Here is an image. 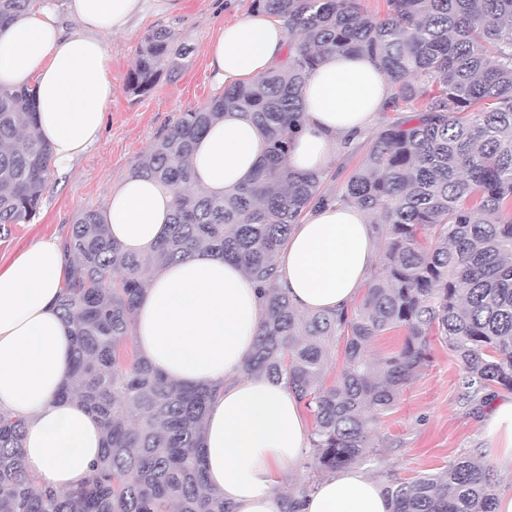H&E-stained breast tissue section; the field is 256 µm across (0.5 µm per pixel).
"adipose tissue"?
Wrapping results in <instances>:
<instances>
[{"instance_id":"adipose-tissue-1","label":"adipose tissue","mask_w":512,"mask_h":512,"mask_svg":"<svg viewBox=\"0 0 512 512\" xmlns=\"http://www.w3.org/2000/svg\"><path fill=\"white\" fill-rule=\"evenodd\" d=\"M148 6L149 0H68L61 14L51 0H35L0 28V86L35 87L38 131L53 148L58 172H68L104 128L112 74L100 32L125 29ZM287 43L285 23L268 14L224 24L207 47L216 86L267 72ZM390 93L372 57L326 56L302 87L304 130L291 146L290 167H326L372 127ZM265 147L252 122L227 115L198 142L194 179L218 194L247 183ZM172 209L170 191L132 176L112 194L105 222L124 251L143 255L166 234ZM376 251L374 228L360 208L316 206L279 254L278 286L300 311H339L357 299ZM65 263L60 246L40 242L0 272V410L25 418V467L39 485L54 489L86 478L102 444L97 417L59 396L72 346L57 308ZM261 322L257 283L236 264L198 252L151 281L133 318L145 361L174 383L215 389L204 423V462L209 484L232 512H278L275 476L296 466L309 446L297 397L283 383L246 371ZM485 423L500 463L512 469V397L495 400ZM299 512H392V505L377 481L349 468L319 481Z\"/></svg>"}]
</instances>
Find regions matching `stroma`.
<instances>
[{"mask_svg":"<svg viewBox=\"0 0 512 512\" xmlns=\"http://www.w3.org/2000/svg\"><path fill=\"white\" fill-rule=\"evenodd\" d=\"M250 3L180 0L177 13L151 10L125 31L102 32L111 54L113 88L104 133L76 159L71 172L53 175L39 215L0 238V271L31 245L64 238L81 210L106 209L112 192L179 112L215 95L207 45L219 26L247 18ZM160 26L174 30L189 47L188 61L176 78L162 77L148 94L134 95L127 82L136 50L145 33ZM461 392L457 359L441 340H432L426 366L376 426L375 448L360 470L384 485L389 478L410 480L468 457L490 468L495 494L512 491V471L501 466L485 431V406L467 404Z\"/></svg>","mask_w":512,"mask_h":512,"instance_id":"stroma-1","label":"stroma"}]
</instances>
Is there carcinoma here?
<instances>
[{"instance_id": "1", "label": "carcinoma", "mask_w": 512, "mask_h": 512, "mask_svg": "<svg viewBox=\"0 0 512 512\" xmlns=\"http://www.w3.org/2000/svg\"><path fill=\"white\" fill-rule=\"evenodd\" d=\"M34 0H0V28ZM293 36L268 72L188 108L135 164L174 194L168 235L150 254L126 253L102 212L85 209L62 246L57 306L73 323V392L100 420L105 444L91 474L41 487L20 451L25 420L0 412V512H231L205 486L202 420L214 390L166 382L140 356L132 316L144 286L192 250L241 264L263 291V332L247 370L284 382L313 418L309 450L321 472L366 458L380 418L424 368L435 334L461 364L462 399L512 391V0H252ZM367 53L391 87L397 114L366 143L361 167L339 190L328 172L288 165L304 121L301 87L329 53ZM188 48L154 28L137 51L127 89L146 93L174 76ZM32 87H0V235L39 213L52 148L37 126ZM236 112L262 132L253 182L215 195L192 184L196 143ZM376 217L380 266L358 306L303 313L276 287L277 257L293 225L324 202ZM404 340L378 360L367 348L389 331ZM345 339L344 367L327 381L329 350ZM392 512H494L487 468L469 458L411 481L389 479Z\"/></svg>"}]
</instances>
